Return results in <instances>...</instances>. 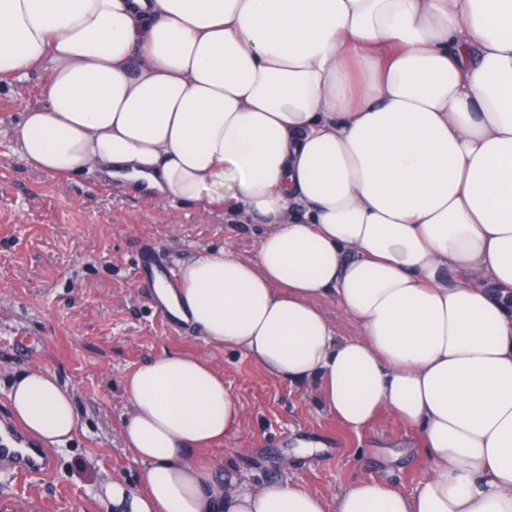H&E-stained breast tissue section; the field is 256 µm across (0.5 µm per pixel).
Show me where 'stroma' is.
<instances>
[{
    "label": "stroma",
    "mask_w": 512,
    "mask_h": 512,
    "mask_svg": "<svg viewBox=\"0 0 512 512\" xmlns=\"http://www.w3.org/2000/svg\"><path fill=\"white\" fill-rule=\"evenodd\" d=\"M40 85L34 74L23 94L0 86V420L11 419L12 380L39 367L73 391L77 428L69 442L49 449V473L19 482L0 472V512H108L96 496L101 483L141 488L143 468L120 439L124 382L165 354L210 362L242 410L223 441L197 451L200 464L245 486L299 482L327 499L362 479L414 492L428 462L393 415L348 427L327 411L318 388L274 379L244 351L160 318L134 274L143 244L174 271L214 249L255 257L258 228L229 223L220 211L154 203L94 174L65 181L30 168L5 131L39 102ZM301 439L321 447L297 455Z\"/></svg>",
    "instance_id": "35a3bbf8"
}]
</instances>
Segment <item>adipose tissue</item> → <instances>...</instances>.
Segmentation results:
<instances>
[{
    "label": "adipose tissue",
    "instance_id": "obj_1",
    "mask_svg": "<svg viewBox=\"0 0 512 512\" xmlns=\"http://www.w3.org/2000/svg\"><path fill=\"white\" fill-rule=\"evenodd\" d=\"M40 104L8 134L27 165L95 172L262 228L255 259L207 252L157 298L278 380L321 383L361 429L423 443L411 494L360 480L239 487L197 463L241 410L203 359L125 380L143 492L114 512H512V0H0V78ZM356 327L346 337L323 303ZM29 434L72 436L71 392L8 393Z\"/></svg>",
    "mask_w": 512,
    "mask_h": 512
}]
</instances>
